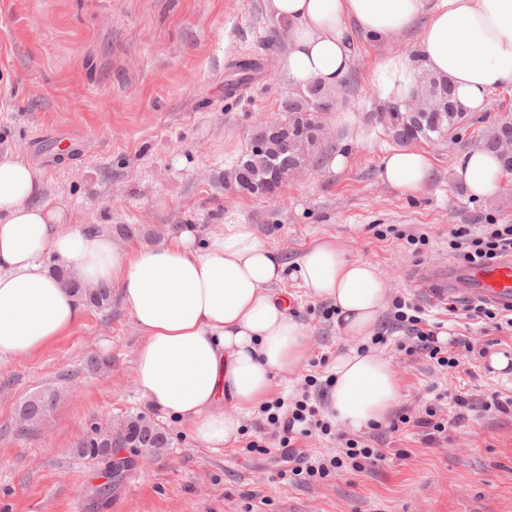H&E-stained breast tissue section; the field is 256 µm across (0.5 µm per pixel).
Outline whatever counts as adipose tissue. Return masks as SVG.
Masks as SVG:
<instances>
[{
	"instance_id": "ef3b65f1",
	"label": "adipose tissue",
	"mask_w": 512,
	"mask_h": 512,
	"mask_svg": "<svg viewBox=\"0 0 512 512\" xmlns=\"http://www.w3.org/2000/svg\"><path fill=\"white\" fill-rule=\"evenodd\" d=\"M287 25L281 67L295 86L339 89L354 55V32L382 41L421 26L418 59L383 56L371 83L392 106L420 91L419 72L448 77L466 112L483 111L491 90L512 88V0H266ZM433 165L422 151L388 154L380 176L407 194L423 190ZM456 179L471 197L500 189L499 157L467 151ZM40 181L22 159L0 156V359H26L83 323L87 306L52 275L66 264L83 287L116 290L143 337L135 381L152 407L188 426L205 448H221L241 429L240 411L260 404L303 360L305 329L274 285L295 272L308 297L337 310L347 350L332 367L330 409L361 431L386 419L400 398L389 363L360 350L383 306L377 268L351 260L331 241L288 262L249 224H228L207 244L192 229L163 243L127 250L111 233L70 223L66 211L39 201Z\"/></svg>"
}]
</instances>
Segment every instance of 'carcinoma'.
I'll use <instances>...</instances> for the list:
<instances>
[{
    "mask_svg": "<svg viewBox=\"0 0 512 512\" xmlns=\"http://www.w3.org/2000/svg\"><path fill=\"white\" fill-rule=\"evenodd\" d=\"M257 65L250 62H240L236 66V78L228 81L226 87L233 91L248 83ZM420 96L431 98L436 102V110L424 116L419 123L413 125V135L406 137L387 125L392 139L399 143L420 140L431 141L468 127L469 115L457 104L452 83L446 77L434 75L424 69L420 70ZM332 105L328 90L318 84L310 85L296 92H290L281 101V111L284 112V123L288 131L296 139L309 145H315L319 140L322 122L320 113L330 109ZM53 272L73 289L86 304L103 309L111 303L112 289L106 285L97 288H83L66 277L65 270L56 266ZM56 397L53 394H41L33 397L20 406L19 418L25 419L28 425L43 418L55 406ZM168 437L166 432L145 415L131 416L126 420V429L114 434L109 430L103 431L99 437L85 435L78 444V452L84 458L99 459L112 448H166Z\"/></svg>",
    "mask_w": 512,
    "mask_h": 512,
    "instance_id": "cac0c4a2",
    "label": "carcinoma"
}]
</instances>
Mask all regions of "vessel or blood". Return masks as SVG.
<instances>
[{
  "instance_id": "vessel-or-blood-1",
  "label": "vessel or blood",
  "mask_w": 512,
  "mask_h": 512,
  "mask_svg": "<svg viewBox=\"0 0 512 512\" xmlns=\"http://www.w3.org/2000/svg\"><path fill=\"white\" fill-rule=\"evenodd\" d=\"M415 280L421 289L444 300L482 301L512 312V253L490 265L452 262L441 269H423Z\"/></svg>"
}]
</instances>
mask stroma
<instances>
[{
    "instance_id": "obj_1",
    "label": "stroma",
    "mask_w": 512,
    "mask_h": 512,
    "mask_svg": "<svg viewBox=\"0 0 512 512\" xmlns=\"http://www.w3.org/2000/svg\"><path fill=\"white\" fill-rule=\"evenodd\" d=\"M419 35L377 42L355 34L351 69L321 115L316 162L268 200L222 181L293 89L280 65L288 29L264 0H0V155L35 168L40 201L91 228L135 225L137 234L120 242L126 249L186 226L204 241L225 225L251 224L290 260L330 240L348 258L370 262L386 295L361 347L390 364L401 392L393 413L408 419L396 432L385 423L346 431L385 449L386 459L308 484L280 478L264 406L241 412L237 439L217 451L166 420L168 447L132 454L124 480L99 499L102 469L78 456V440L92 422L152 412L135 382L141 336L116 299L107 310L88 309L80 326L35 355L0 360V512H512V407L495 406L512 397V331L468 323L411 278L447 265L454 227L512 224V173L483 201L454 179L459 157L512 117V91H492L456 138L417 143L433 164L420 193L384 183L381 165L395 144L380 119L388 105L370 77L381 56L412 51ZM244 59L260 70L228 94V76ZM339 154L346 164L335 171L328 161ZM279 289L296 298L307 352L271 397L289 405L307 394L328 412L332 365L349 343L331 303L306 297L292 277ZM402 300L441 324V341L470 337L459 367L405 353L409 334L396 319ZM499 354L507 368L495 367ZM49 392L53 410L19 433L21 403ZM457 394L469 401L458 423ZM432 404L446 430L430 445L414 420ZM253 440L265 441L268 454L249 450Z\"/></svg>"
}]
</instances>
